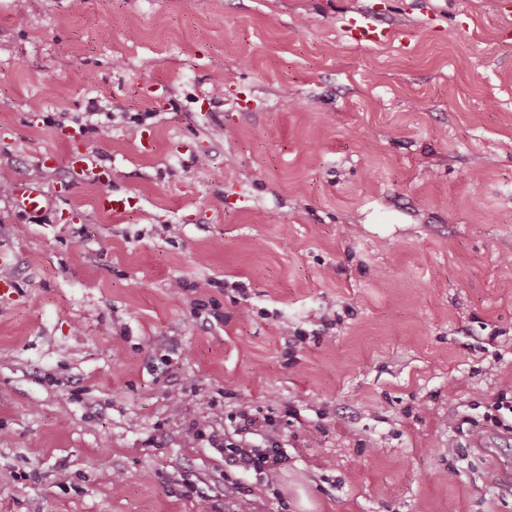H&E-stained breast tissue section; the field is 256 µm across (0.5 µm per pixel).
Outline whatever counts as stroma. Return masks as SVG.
Returning a JSON list of instances; mask_svg holds the SVG:
<instances>
[{"instance_id": "stroma-1", "label": "stroma", "mask_w": 512, "mask_h": 512, "mask_svg": "<svg viewBox=\"0 0 512 512\" xmlns=\"http://www.w3.org/2000/svg\"><path fill=\"white\" fill-rule=\"evenodd\" d=\"M366 6L392 40L346 42ZM509 20L0 0V181L46 195L0 198V512H512ZM244 406L282 418L259 498L191 428Z\"/></svg>"}]
</instances>
